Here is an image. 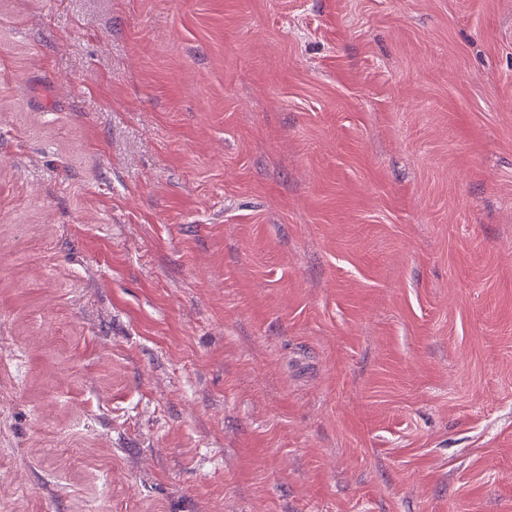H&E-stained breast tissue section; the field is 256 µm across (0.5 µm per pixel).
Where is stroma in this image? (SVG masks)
<instances>
[{"label": "stroma", "mask_w": 512, "mask_h": 512, "mask_svg": "<svg viewBox=\"0 0 512 512\" xmlns=\"http://www.w3.org/2000/svg\"><path fill=\"white\" fill-rule=\"evenodd\" d=\"M0 512H512V0H0Z\"/></svg>", "instance_id": "35a3bbf8"}]
</instances>
